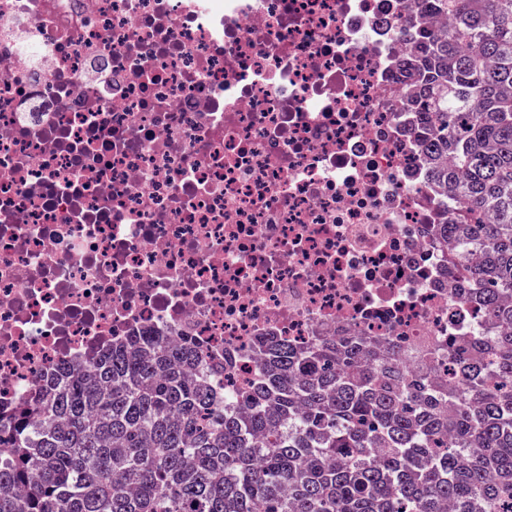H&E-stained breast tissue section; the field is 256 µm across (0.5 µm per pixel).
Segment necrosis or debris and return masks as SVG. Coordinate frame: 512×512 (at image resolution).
Listing matches in <instances>:
<instances>
[{
    "label": "necrosis or debris",
    "mask_w": 512,
    "mask_h": 512,
    "mask_svg": "<svg viewBox=\"0 0 512 512\" xmlns=\"http://www.w3.org/2000/svg\"><path fill=\"white\" fill-rule=\"evenodd\" d=\"M409 0H0V408L131 336L495 331L437 227Z\"/></svg>",
    "instance_id": "4bbe7bcc"
}]
</instances>
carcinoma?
I'll return each instance as SVG.
<instances>
[{
    "mask_svg": "<svg viewBox=\"0 0 512 512\" xmlns=\"http://www.w3.org/2000/svg\"><path fill=\"white\" fill-rule=\"evenodd\" d=\"M416 2L407 111L462 204L438 234L501 326L461 386L348 336L267 340L234 392L230 354L135 337L0 414V512H512V0Z\"/></svg>",
    "mask_w": 512,
    "mask_h": 512,
    "instance_id": "carcinoma-1",
    "label": "carcinoma"
}]
</instances>
